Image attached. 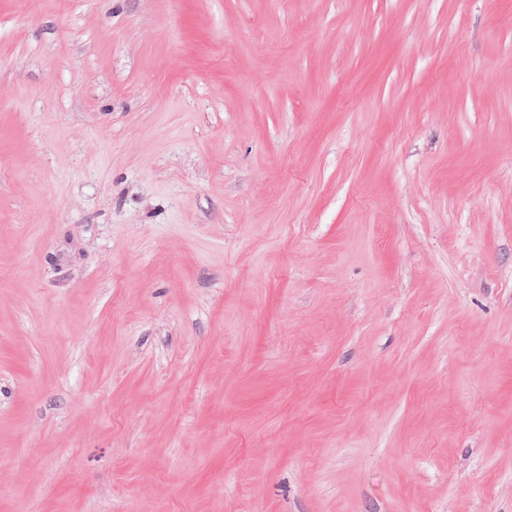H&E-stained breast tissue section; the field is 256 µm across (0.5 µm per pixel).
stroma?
I'll return each instance as SVG.
<instances>
[{
	"instance_id": "stroma-1",
	"label": "stroma",
	"mask_w": 512,
	"mask_h": 512,
	"mask_svg": "<svg viewBox=\"0 0 512 512\" xmlns=\"http://www.w3.org/2000/svg\"><path fill=\"white\" fill-rule=\"evenodd\" d=\"M0 512H512V0H0Z\"/></svg>"
}]
</instances>
